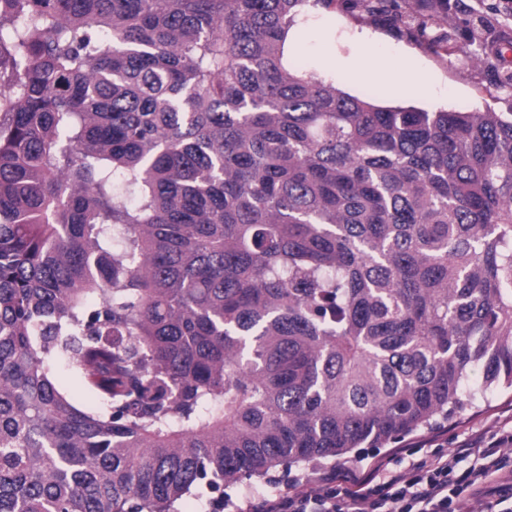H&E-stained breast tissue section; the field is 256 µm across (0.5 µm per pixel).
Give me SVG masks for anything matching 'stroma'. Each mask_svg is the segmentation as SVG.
Instances as JSON below:
<instances>
[{"mask_svg": "<svg viewBox=\"0 0 512 512\" xmlns=\"http://www.w3.org/2000/svg\"><path fill=\"white\" fill-rule=\"evenodd\" d=\"M457 52L441 58L430 53L416 39L407 37L391 21L351 12L340 5L315 7L301 16L290 37L288 58L306 73L333 82L337 88L356 97H368L382 106H414L427 111L448 109L467 112L491 108L512 113V95L496 90L492 80L480 68L468 62L471 45L467 38L456 41ZM373 54L387 65L384 79L368 76L356 79L344 70L330 67L336 56ZM429 77L434 90L428 94L393 93L414 74ZM512 416V393L494 392L480 408H467L433 431H425L383 448L364 449L349 458L352 466L387 457L399 462L419 443L438 439L448 448H456L472 432L494 436L505 416Z\"/></svg>", "mask_w": 512, "mask_h": 512, "instance_id": "obj_1", "label": "stroma"}]
</instances>
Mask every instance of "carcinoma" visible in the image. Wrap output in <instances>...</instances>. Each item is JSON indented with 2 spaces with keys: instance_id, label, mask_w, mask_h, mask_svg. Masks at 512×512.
<instances>
[{
  "instance_id": "1",
  "label": "carcinoma",
  "mask_w": 512,
  "mask_h": 512,
  "mask_svg": "<svg viewBox=\"0 0 512 512\" xmlns=\"http://www.w3.org/2000/svg\"><path fill=\"white\" fill-rule=\"evenodd\" d=\"M333 2L0 0V512H221L512 389V115L288 64ZM459 8L404 33L450 56ZM55 379L80 409L91 412L101 408L102 404L97 395L89 391L67 367H58Z\"/></svg>"
}]
</instances>
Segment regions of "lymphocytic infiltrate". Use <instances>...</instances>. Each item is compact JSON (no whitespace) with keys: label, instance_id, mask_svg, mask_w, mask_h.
I'll return each mask as SVG.
<instances>
[{"label":"lymphocytic infiltrate","instance_id":"1","mask_svg":"<svg viewBox=\"0 0 512 512\" xmlns=\"http://www.w3.org/2000/svg\"><path fill=\"white\" fill-rule=\"evenodd\" d=\"M512 512V430L486 444L438 448L402 468L389 459L365 467L335 466L320 481H301L262 495L248 512Z\"/></svg>","mask_w":512,"mask_h":512}]
</instances>
